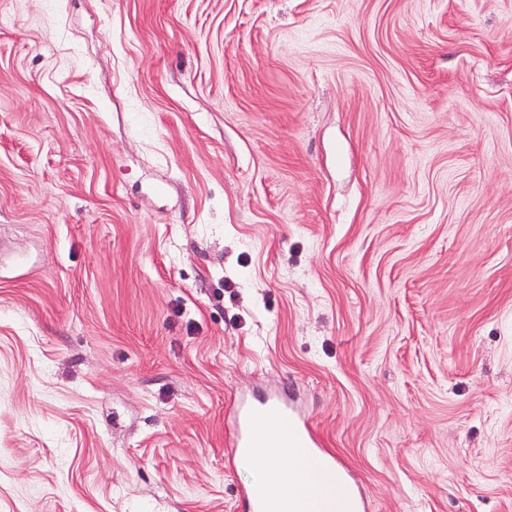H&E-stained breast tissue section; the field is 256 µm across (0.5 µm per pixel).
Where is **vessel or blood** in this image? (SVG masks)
Listing matches in <instances>:
<instances>
[{"label": "vessel or blood", "mask_w": 512, "mask_h": 512, "mask_svg": "<svg viewBox=\"0 0 512 512\" xmlns=\"http://www.w3.org/2000/svg\"><path fill=\"white\" fill-rule=\"evenodd\" d=\"M287 446L309 449L329 466L337 464L308 422L282 396H269L241 407L234 427L225 434L224 457L232 464L250 448ZM238 501L242 512H276L274 501L263 496L256 483L241 487Z\"/></svg>", "instance_id": "vessel-or-blood-1"}]
</instances>
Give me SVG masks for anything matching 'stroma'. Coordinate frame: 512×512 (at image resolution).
Instances as JSON below:
<instances>
[{"mask_svg":"<svg viewBox=\"0 0 512 512\" xmlns=\"http://www.w3.org/2000/svg\"><path fill=\"white\" fill-rule=\"evenodd\" d=\"M270 392L512 512V0H0V512H240Z\"/></svg>","mask_w":512,"mask_h":512,"instance_id":"obj_1","label":"stroma"}]
</instances>
